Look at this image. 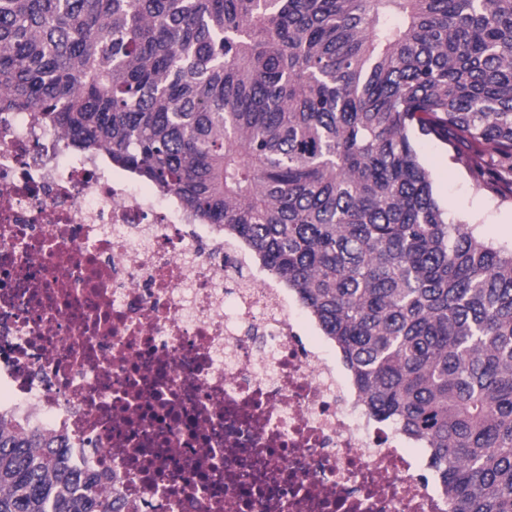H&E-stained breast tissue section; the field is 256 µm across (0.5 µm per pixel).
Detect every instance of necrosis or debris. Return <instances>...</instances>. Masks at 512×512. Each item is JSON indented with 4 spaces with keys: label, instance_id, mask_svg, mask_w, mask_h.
I'll return each mask as SVG.
<instances>
[{
    "label": "necrosis or debris",
    "instance_id": "4bbe7bcc",
    "mask_svg": "<svg viewBox=\"0 0 512 512\" xmlns=\"http://www.w3.org/2000/svg\"><path fill=\"white\" fill-rule=\"evenodd\" d=\"M107 151L0 113V415L120 512H448L296 295Z\"/></svg>",
    "mask_w": 512,
    "mask_h": 512
}]
</instances>
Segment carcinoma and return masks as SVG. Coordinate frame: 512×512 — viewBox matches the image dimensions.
<instances>
[{
  "mask_svg": "<svg viewBox=\"0 0 512 512\" xmlns=\"http://www.w3.org/2000/svg\"><path fill=\"white\" fill-rule=\"evenodd\" d=\"M0 111L242 242L449 512H512V246L454 222L416 151L512 171V0H0ZM59 447L0 426V512H114Z\"/></svg>",
  "mask_w": 512,
  "mask_h": 512,
  "instance_id": "carcinoma-1",
  "label": "carcinoma"
}]
</instances>
